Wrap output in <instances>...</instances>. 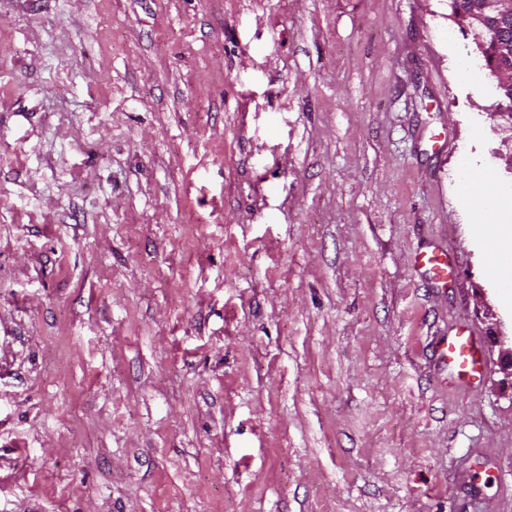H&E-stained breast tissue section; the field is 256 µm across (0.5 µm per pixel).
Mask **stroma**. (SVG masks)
Segmentation results:
<instances>
[{"label": "stroma", "mask_w": 512, "mask_h": 512, "mask_svg": "<svg viewBox=\"0 0 512 512\" xmlns=\"http://www.w3.org/2000/svg\"><path fill=\"white\" fill-rule=\"evenodd\" d=\"M470 64L448 0H0V512H512ZM414 267L422 270V273L436 284L446 285L451 267L448 262V252L441 249L421 251L412 259ZM437 355L441 362L455 369L456 382L462 387H473L483 375L476 339L466 327H460L453 336H448Z\"/></svg>", "instance_id": "obj_1"}]
</instances>
